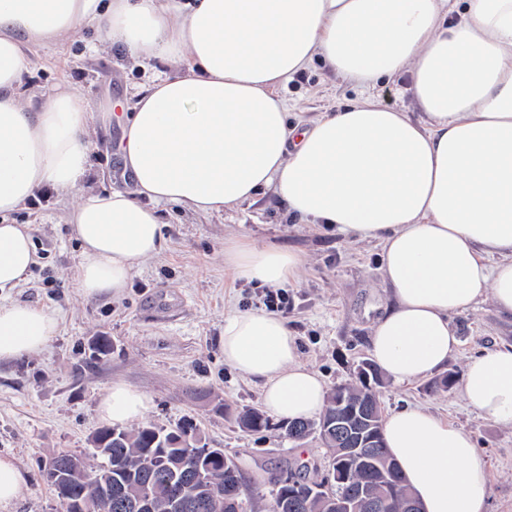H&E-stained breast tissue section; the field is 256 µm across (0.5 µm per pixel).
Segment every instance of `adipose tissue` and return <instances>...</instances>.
I'll list each match as a JSON object with an SVG mask.
<instances>
[{
    "label": "adipose tissue",
    "instance_id": "adipose-tissue-1",
    "mask_svg": "<svg viewBox=\"0 0 512 512\" xmlns=\"http://www.w3.org/2000/svg\"><path fill=\"white\" fill-rule=\"evenodd\" d=\"M86 22L174 71L138 92L123 125L132 191L88 194L70 215L85 296H120L159 251L158 205L221 213L271 190L302 223L380 245L390 299L369 353L395 381L455 355L451 314L488 297L512 318V0H0V216L42 187L80 189L89 174L88 101L57 87L39 111L21 104L28 49ZM317 59L364 83L410 73L422 120L368 97L294 125L277 89ZM35 262L29 229L0 223V364L57 334L53 311L10 297ZM304 263L278 245L224 242L225 270L245 282L276 289ZM221 346L226 365L260 382L271 416L324 410V381L283 317L233 310ZM458 393L512 428V344L468 360ZM151 406L117 381L97 413L124 426ZM383 429L422 512H487L471 433L421 407L388 414Z\"/></svg>",
    "mask_w": 512,
    "mask_h": 512
}]
</instances>
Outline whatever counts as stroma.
I'll return each mask as SVG.
<instances>
[{
	"label": "stroma",
	"mask_w": 512,
	"mask_h": 512,
	"mask_svg": "<svg viewBox=\"0 0 512 512\" xmlns=\"http://www.w3.org/2000/svg\"><path fill=\"white\" fill-rule=\"evenodd\" d=\"M29 57L22 83L30 111H38L44 91L55 86L71 88L91 104L83 135L89 174L81 194L130 189L117 155L123 114L136 91L169 73V65L140 62L90 24L55 46L32 48ZM410 85L404 74L367 87L316 61L278 92L297 120L315 119L367 96L416 119L420 113ZM79 196L46 188L38 206H24L8 218L29 225L38 253L13 299L59 316L58 333L43 352L0 364V456L13 458L30 485L9 512H57L44 464L61 451L90 454L89 439L101 425L99 397L116 380L151 396L148 420L170 427L194 419L208 447L223 449L240 464L257 512H269L274 481L288 469L321 478L328 452L317 435L295 442L276 430L243 431L236 422L238 413L260 407V388L225 365L224 317L236 308H261L262 301L257 288L225 271L224 240L243 237L304 253L303 269L287 286L283 316L303 362L330 389L357 382L362 361L370 357L371 325L389 297L378 273V247L299 224L271 192L220 214L164 205L161 252L139 267L119 297L90 298L77 284L80 248L69 225ZM451 324L459 346L447 371L456 382L471 357L512 343V318L488 299L453 314ZM102 333L111 336L113 349L96 360L88 344ZM378 394L383 411L415 405L473 433L486 462L488 512H512V429L468 409L455 389H434L429 377L409 384L388 377Z\"/></svg>",
	"instance_id": "obj_1"
}]
</instances>
